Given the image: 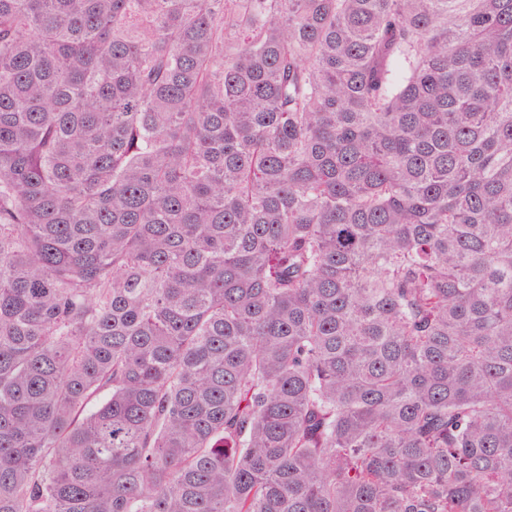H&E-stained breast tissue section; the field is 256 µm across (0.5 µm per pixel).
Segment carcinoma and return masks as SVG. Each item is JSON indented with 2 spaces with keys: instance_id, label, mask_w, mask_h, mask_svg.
<instances>
[{
  "instance_id": "1",
  "label": "carcinoma",
  "mask_w": 512,
  "mask_h": 512,
  "mask_svg": "<svg viewBox=\"0 0 512 512\" xmlns=\"http://www.w3.org/2000/svg\"><path fill=\"white\" fill-rule=\"evenodd\" d=\"M0 512H512V0H0Z\"/></svg>"
}]
</instances>
